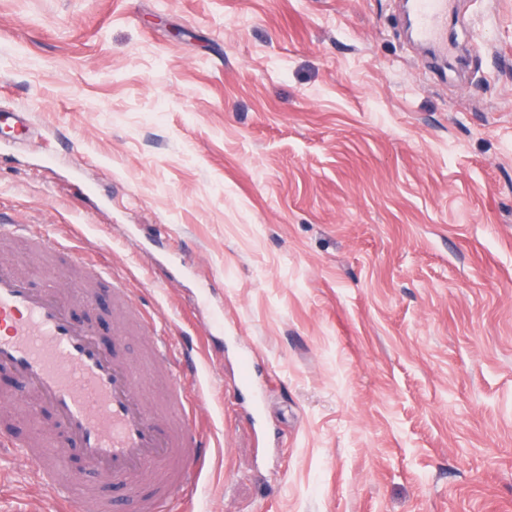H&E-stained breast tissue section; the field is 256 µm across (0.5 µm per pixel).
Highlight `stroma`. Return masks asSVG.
<instances>
[{
	"mask_svg": "<svg viewBox=\"0 0 512 512\" xmlns=\"http://www.w3.org/2000/svg\"><path fill=\"white\" fill-rule=\"evenodd\" d=\"M0 0V221L99 255L193 348L212 447L164 512H512V0ZM0 263L68 284L19 242ZM114 339L109 293L77 305ZM0 512H55L0 447ZM448 2L411 0L405 3L413 17L416 38L444 57L454 51V46L448 43ZM0 132L23 136L31 134L32 126L28 112L24 110L2 112L0 114Z\"/></svg>",
	"mask_w": 512,
	"mask_h": 512,
	"instance_id": "obj_1",
	"label": "stroma"
}]
</instances>
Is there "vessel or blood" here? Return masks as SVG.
Masks as SVG:
<instances>
[{
    "label": "vessel or blood",
    "mask_w": 512,
    "mask_h": 512,
    "mask_svg": "<svg viewBox=\"0 0 512 512\" xmlns=\"http://www.w3.org/2000/svg\"><path fill=\"white\" fill-rule=\"evenodd\" d=\"M416 38L434 53H453L448 41V0H409ZM0 132L29 135L28 112L0 114ZM0 239H21L34 249L54 253L60 262L86 268L91 280L80 284V298L54 288L33 287L28 278L0 265V371L16 382L0 397V407L31 413L50 408L63 424L61 436L34 451L21 450L42 484L50 488L61 512H115L111 498L81 489L70 469L80 456L106 486L136 488L134 512H161L164 503L185 491L199 476L210 446L196 429L203 388L186 397V375L170 336L155 332L151 365L167 378L170 417L163 418L142 400L131 367L104 347L91 324L76 321V301H91L94 286L107 285L115 300L127 303L121 280L94 254L42 234L31 224H0Z\"/></svg>",
    "instance_id": "b4317fda"
}]
</instances>
